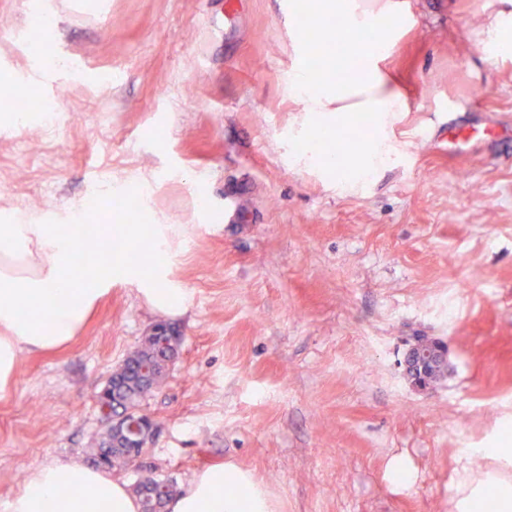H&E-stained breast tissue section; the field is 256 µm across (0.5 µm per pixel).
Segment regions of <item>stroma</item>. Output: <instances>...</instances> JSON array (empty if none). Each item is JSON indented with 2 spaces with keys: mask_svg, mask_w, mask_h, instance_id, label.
Instances as JSON below:
<instances>
[{
  "mask_svg": "<svg viewBox=\"0 0 512 512\" xmlns=\"http://www.w3.org/2000/svg\"><path fill=\"white\" fill-rule=\"evenodd\" d=\"M490 0H405L389 70L406 152L340 191L300 164L288 0H0V213L41 224H171V316L119 281L65 347L23 355L0 394V512L35 468L82 458L96 395L157 322L180 346L141 403L156 431L127 485L187 487L222 463L271 512H461L512 467V54L477 42ZM84 59L112 83L72 79ZM481 87L483 97L471 95ZM34 91L25 116L13 107ZM484 130L448 152L449 125ZM113 186L137 207L86 204ZM235 193L249 220L224 223ZM417 336L448 374L415 391ZM448 363V343L440 338L419 336L409 344L404 358L405 375L411 386L427 392L435 374Z\"/></svg>",
  "mask_w": 512,
  "mask_h": 512,
  "instance_id": "obj_1",
  "label": "stroma"
}]
</instances>
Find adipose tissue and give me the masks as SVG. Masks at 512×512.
<instances>
[{"instance_id":"ef3b65f1","label":"adipose tissue","mask_w":512,"mask_h":512,"mask_svg":"<svg viewBox=\"0 0 512 512\" xmlns=\"http://www.w3.org/2000/svg\"><path fill=\"white\" fill-rule=\"evenodd\" d=\"M292 53L288 94L311 113L298 152L338 186L374 178L399 153L391 140L393 121L405 103L385 72L392 35L405 13L399 0H291ZM334 24L333 42L317 45L301 31ZM371 116L372 134L356 153L326 143L351 119ZM156 243L153 276L146 277L127 256L89 268L93 288H83L76 269L86 240L59 224L0 222V393L15 378L22 353L45 352L70 342L96 303L112 291L114 280L137 284L153 309L179 314L187 308L184 289L169 287L166 267L173 225L153 224ZM67 489L78 490L74 499ZM169 512H268L265 500L250 489L243 474L214 464L200 469L189 485L167 503ZM10 512H141L125 481L80 459L56 462L31 472L10 503Z\"/></svg>"}]
</instances>
